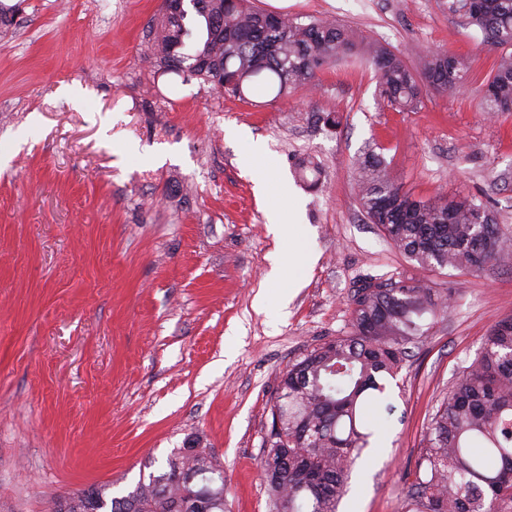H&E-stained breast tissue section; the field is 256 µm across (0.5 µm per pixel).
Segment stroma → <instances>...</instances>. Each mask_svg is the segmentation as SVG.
I'll use <instances>...</instances> for the list:
<instances>
[{
  "instance_id": "obj_1",
  "label": "stroma",
  "mask_w": 512,
  "mask_h": 512,
  "mask_svg": "<svg viewBox=\"0 0 512 512\" xmlns=\"http://www.w3.org/2000/svg\"><path fill=\"white\" fill-rule=\"evenodd\" d=\"M162 0H25L0 36V512L133 490L197 440L224 469V512H270L260 468L289 363L350 329L363 275H413L457 301L368 410L376 440L337 512H409L428 424L492 327L512 316V259L424 270L361 211L352 164L374 148L413 198L487 201L512 234V112L475 88L381 107L372 67L323 71L314 90L240 100L156 76L145 29ZM336 20L407 53L493 50L443 0H253ZM313 156L316 185L297 163ZM311 261L270 279L295 243ZM265 307H257L259 295Z\"/></svg>"
}]
</instances>
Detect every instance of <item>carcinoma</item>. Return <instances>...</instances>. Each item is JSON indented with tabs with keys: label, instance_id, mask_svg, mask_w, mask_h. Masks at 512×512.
Masks as SVG:
<instances>
[{
	"label": "carcinoma",
	"instance_id": "carcinoma-1",
	"mask_svg": "<svg viewBox=\"0 0 512 512\" xmlns=\"http://www.w3.org/2000/svg\"><path fill=\"white\" fill-rule=\"evenodd\" d=\"M149 28L145 62L151 71L194 78L230 97L288 98L316 85L318 73L360 58L373 67L383 106L412 112L423 88L460 93L471 83L463 56L429 50L419 67L405 56L334 21L264 12L251 0H166ZM19 4L0 0V28L16 24ZM448 15L481 35L498 54L479 87L489 115L512 112V0H448ZM357 194L370 224L410 261L464 273L512 258V235L488 205L469 197L415 199L387 166L365 153L355 167ZM454 293L412 277L365 275L349 290L350 331L309 351L282 373L261 466L272 512H337L349 473L372 433L360 416L381 405L391 376L423 343L428 319L448 313ZM418 466L413 512H512V317L500 320L448 389L432 418ZM53 512H224V471L190 445L163 471L140 478L121 497L78 490Z\"/></svg>",
	"mask_w": 512,
	"mask_h": 512
}]
</instances>
